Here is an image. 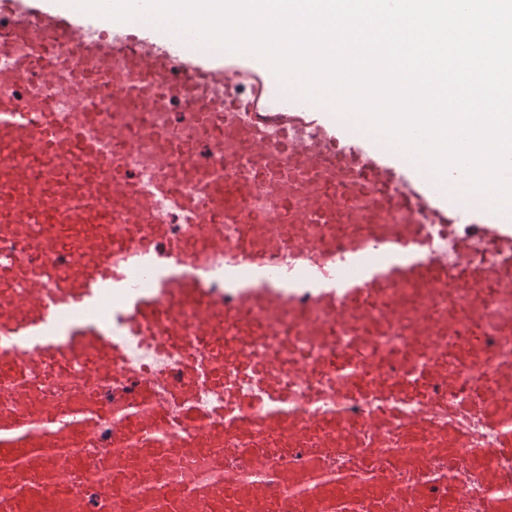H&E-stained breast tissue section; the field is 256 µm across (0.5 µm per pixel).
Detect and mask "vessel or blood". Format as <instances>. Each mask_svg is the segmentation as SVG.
Masks as SVG:
<instances>
[{"label": "vessel or blood", "mask_w": 512, "mask_h": 512, "mask_svg": "<svg viewBox=\"0 0 512 512\" xmlns=\"http://www.w3.org/2000/svg\"><path fill=\"white\" fill-rule=\"evenodd\" d=\"M13 29L15 61L0 72V512H471L457 492L416 495V449L478 465L512 459V368L469 377L490 349L470 340L453 360H435L419 381L442 382L455 403L418 396L416 415L392 408L371 423L333 413L284 415L288 377L264 380L262 414L246 412L224 384L236 347L212 341L244 327L255 310L277 314L288 329L312 310L330 323L364 316L380 304L396 318L424 309L448 288V313L485 308L490 286L512 272V232L484 215L458 241L482 247L491 262L449 270L429 254L416 224H359L349 241L322 238L313 254L299 245L308 218L336 221V189L350 172L398 185L379 211L415 208L448 223L466 205L460 180H415L383 155L337 138L300 148L291 138L240 167L241 153L271 124L291 131L314 115L271 107L255 78L248 103L214 107L208 89L224 69L191 65L129 35L113 38L100 19L99 40L83 39L70 18L0 0ZM181 109L163 111L168 99ZM142 152L150 184L125 164ZM276 192L261 232L247 203L258 186ZM239 234L226 248L224 227ZM288 248L287 264H271ZM140 342L174 352L172 368L130 370L127 348ZM219 401L200 407L199 394ZM341 401L396 394L402 380L375 362L353 369ZM496 433L480 447L467 423ZM399 448L409 478L379 467L375 451ZM300 449L306 487L324 482L342 459L336 492L323 501L291 499L271 485L224 487L233 458L255 452L270 465L279 449ZM206 455L210 481L178 480V464Z\"/></svg>", "instance_id": "vessel-or-blood-1"}]
</instances>
